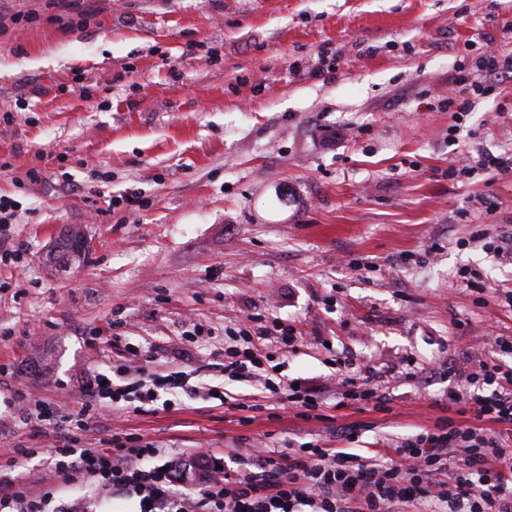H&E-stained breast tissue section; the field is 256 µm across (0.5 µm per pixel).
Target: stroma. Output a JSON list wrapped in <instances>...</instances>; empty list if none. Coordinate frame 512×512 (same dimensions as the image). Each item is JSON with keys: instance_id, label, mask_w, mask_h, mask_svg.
Returning a JSON list of instances; mask_svg holds the SVG:
<instances>
[{"instance_id": "1", "label": "stroma", "mask_w": 512, "mask_h": 512, "mask_svg": "<svg viewBox=\"0 0 512 512\" xmlns=\"http://www.w3.org/2000/svg\"><path fill=\"white\" fill-rule=\"evenodd\" d=\"M489 49L512 53V0H0V195L21 204L0 238L16 252L0 262L12 478L38 488L45 458L23 450L51 440L4 398L67 414L129 342L159 372L188 359L220 385L224 336L250 314L382 371L462 367L512 336V258L480 243L512 229V175L448 177L462 153L512 154V79L448 134L454 69ZM321 56L333 69L313 74ZM76 226L89 250L58 265ZM383 386L387 411L337 413L360 441L462 422L454 378ZM239 416L182 395L154 414L103 409L79 438L97 448L111 428L174 454L336 442L335 424L291 409ZM76 500L121 507L79 481L51 508Z\"/></svg>"}]
</instances>
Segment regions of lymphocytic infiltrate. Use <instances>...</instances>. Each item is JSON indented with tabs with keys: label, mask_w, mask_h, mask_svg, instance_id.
Listing matches in <instances>:
<instances>
[{
	"label": "lymphocytic infiltrate",
	"mask_w": 512,
	"mask_h": 512,
	"mask_svg": "<svg viewBox=\"0 0 512 512\" xmlns=\"http://www.w3.org/2000/svg\"><path fill=\"white\" fill-rule=\"evenodd\" d=\"M511 71L512 62L493 52L479 56L474 70L457 67L452 81L465 96L460 114L469 112L471 98L490 95L493 77ZM302 342L295 326L278 320L267 326L261 316H250L236 343L225 347L223 369L228 379L250 382L256 394L243 402L213 390L210 398L241 410L243 425L265 410L268 396L295 406L298 418H315L326 405L320 389L285 379L271 363L272 346L290 353ZM127 352L112 374L87 380L81 402L67 415L76 429H87L110 403L155 412L170 408L173 394H193L188 372L161 375L149 370L148 354L133 346ZM335 364L336 408L364 404L384 410L387 399L374 368L354 369L346 356ZM464 380L466 389L449 391L448 399L475 425L385 438L364 454L351 447L355 424L343 426V448L306 442L287 451L265 447L254 458L234 450L201 453L194 464L203 481L193 495L182 493L185 480L176 476L165 449L121 432L102 448L60 437L47 451L45 470L50 483L86 480L112 491L130 512H512V366L481 360ZM51 497L50 484L35 493L9 481L0 488V512H48Z\"/></svg>",
	"instance_id": "1"
}]
</instances>
